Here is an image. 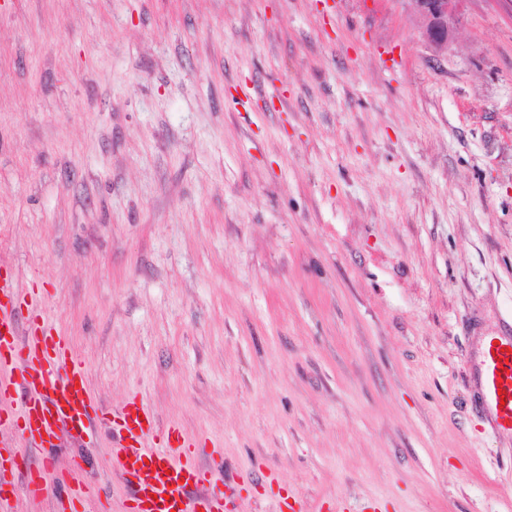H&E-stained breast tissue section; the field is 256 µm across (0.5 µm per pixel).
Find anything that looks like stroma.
<instances>
[{
    "instance_id": "obj_1",
    "label": "stroma",
    "mask_w": 512,
    "mask_h": 512,
    "mask_svg": "<svg viewBox=\"0 0 512 512\" xmlns=\"http://www.w3.org/2000/svg\"><path fill=\"white\" fill-rule=\"evenodd\" d=\"M1 266L238 512H512V6L437 49L413 0H0ZM479 386L496 427L512 432V337L489 339L479 363ZM501 399L505 405H500Z\"/></svg>"
}]
</instances>
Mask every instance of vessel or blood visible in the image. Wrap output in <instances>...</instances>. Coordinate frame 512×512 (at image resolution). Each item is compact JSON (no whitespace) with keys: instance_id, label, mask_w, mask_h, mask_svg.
<instances>
[{"instance_id":"obj_1","label":"vessel or blood","mask_w":512,"mask_h":512,"mask_svg":"<svg viewBox=\"0 0 512 512\" xmlns=\"http://www.w3.org/2000/svg\"><path fill=\"white\" fill-rule=\"evenodd\" d=\"M42 293L20 291L8 272L0 273V460L33 497L51 499L54 512H74L92 500L87 460L74 456L64 471H42L14 462L12 435L52 442L58 432L77 441L106 432L107 459L128 494V512H237L231 494L213 486V468L202 457L219 456L174 428H161L143 400L131 399L108 412L86 383V369L51 321L24 317ZM482 399L496 427L512 432V337L489 339L479 363Z\"/></svg>"}]
</instances>
